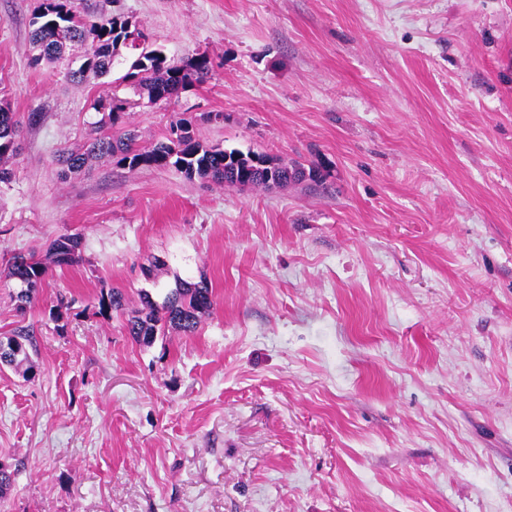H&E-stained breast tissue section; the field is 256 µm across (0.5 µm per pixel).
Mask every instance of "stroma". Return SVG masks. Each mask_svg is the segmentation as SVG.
<instances>
[{
  "mask_svg": "<svg viewBox=\"0 0 512 512\" xmlns=\"http://www.w3.org/2000/svg\"><path fill=\"white\" fill-rule=\"evenodd\" d=\"M212 74L126 112L141 145L178 113L207 147L317 166L264 190L129 170L61 177L96 98L32 62L37 0H0V101L23 150L0 183V512H512V0H92ZM63 234L17 311L8 261ZM197 332L133 341L177 280ZM69 310L52 314L59 298ZM141 308L130 311L127 330L139 344L149 346L169 329L193 335L213 307L212 290L203 282H180L159 307L147 291L140 294ZM4 342L10 348V352L1 354V345ZM27 346H33V337L30 330L25 328L19 329L13 336L7 337L6 341L0 339V364L19 366L29 362L30 354Z\"/></svg>",
  "mask_w": 512,
  "mask_h": 512,
  "instance_id": "obj_1",
  "label": "stroma"
}]
</instances>
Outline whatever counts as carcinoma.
Returning a JSON list of instances; mask_svg holds the SVG:
<instances>
[{
	"instance_id": "1",
	"label": "carcinoma",
	"mask_w": 512,
	"mask_h": 512,
	"mask_svg": "<svg viewBox=\"0 0 512 512\" xmlns=\"http://www.w3.org/2000/svg\"><path fill=\"white\" fill-rule=\"evenodd\" d=\"M31 26V43L36 54L34 64L53 63L61 59L68 46L86 45L79 64L70 68L67 77L82 81L88 76L100 77L112 71L120 49H127L132 57L129 69L121 82L129 86L136 98L120 97L112 93L108 99H97L92 109L102 113V118L92 123L88 139L82 147L59 155L61 175L66 177L83 170L94 157H111L116 163L137 169L140 167L170 168L186 177L208 179L227 186L250 185L264 189L299 183L306 180L319 182L323 178L320 168H309L299 163H282L270 160L264 154L243 153L238 150L208 148L196 141L192 120L180 117L170 124L167 141L152 147L136 146L137 135L127 131L119 136L104 132L120 122L127 109L147 99L149 103L167 101L180 91L194 84L205 82L212 71L210 60L199 56L187 63L169 59L161 50L146 43L135 44L145 38L144 33L123 15H96L89 9H79L75 0H38ZM19 121L8 106L0 105V182L9 179L6 163L19 155ZM80 238L63 235L49 246L46 259L34 252L19 253L13 257L9 277L17 282L12 298L17 309L23 310L36 297L47 273V263L62 267L76 261ZM141 307L130 311L127 330L132 338L145 346L156 337L166 335L170 329L188 336L194 334L201 319L213 307L212 290L203 283L182 282L157 305L151 295L140 294ZM124 293L113 288L98 299V314L108 315L125 310ZM10 346V352L0 353V364L19 366L29 361L28 347L33 345L30 330L22 328L16 334L0 339Z\"/></svg>"
}]
</instances>
